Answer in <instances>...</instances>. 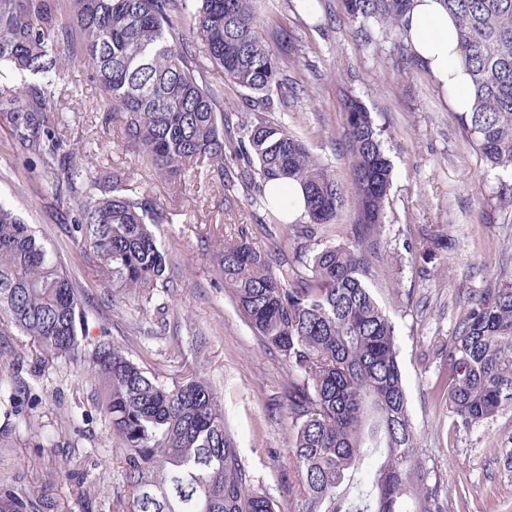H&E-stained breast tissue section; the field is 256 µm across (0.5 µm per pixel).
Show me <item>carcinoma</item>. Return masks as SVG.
I'll use <instances>...</instances> for the list:
<instances>
[{"label":"carcinoma","mask_w":512,"mask_h":512,"mask_svg":"<svg viewBox=\"0 0 512 512\" xmlns=\"http://www.w3.org/2000/svg\"><path fill=\"white\" fill-rule=\"evenodd\" d=\"M0 0V114L21 151L42 166L45 187L74 215L71 237L88 246L112 287L146 299L166 258L153 226L164 221L149 192L129 176L74 164L56 122L63 101L79 94L72 69L85 68L98 90L93 109L119 127L125 145L147 155L175 184L224 183L220 91L203 80L207 65L252 95L255 111L288 104L286 33L271 50L255 0ZM408 0H346L350 14L397 32ZM458 19L473 106L458 114L487 166L512 173V0H443ZM192 28H183L185 18ZM347 135L358 196L353 239L309 259L279 261L246 240L226 241L212 262L254 333L288 362L286 401L292 428L289 512H444L425 482L408 409L395 326L373 296V260L392 167L383 132L358 101ZM236 156L242 182L265 192L275 180L299 182L304 218L283 222L287 235L316 240L339 219L343 190L334 171L282 125H245ZM84 312L78 288L53 248L0 202V328L13 327L43 357L78 360ZM88 362L102 391L97 408L123 448L129 512H281L253 485L224 425L217 391L186 376L167 383L109 341ZM446 403L457 426L474 428L512 411V279L471 307L446 354ZM45 499L0 491V512H50Z\"/></svg>","instance_id":"carcinoma-1"}]
</instances>
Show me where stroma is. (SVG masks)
Here are the masks:
<instances>
[{
	"label": "stroma",
	"mask_w": 512,
	"mask_h": 512,
	"mask_svg": "<svg viewBox=\"0 0 512 512\" xmlns=\"http://www.w3.org/2000/svg\"><path fill=\"white\" fill-rule=\"evenodd\" d=\"M264 38L285 30L297 53L288 77L304 91L287 109L266 113L302 138L345 188L340 223L324 243L352 235L358 198L352 184L346 112L358 100L384 132L392 165L381 237L385 253L371 288L390 315L418 448L447 512H512V464L495 455L512 448V412L470 430L456 427L445 402V355L460 323L484 289L512 277V213L497 195L512 175L485 165L443 93L402 37L377 24L361 29L345 0H316L303 15L290 0H257ZM58 121L79 142L96 129L94 162L129 173L166 215L155 232L168 259L170 285L140 306L119 289L92 249L74 244L71 214L41 185L38 170L20 177L23 154L0 119V200L58 252L85 298L82 337L89 350L108 340L160 378L196 373L217 390L224 422L253 483L287 508L291 420L285 402L290 369L238 311L211 256L241 237L292 256L295 245L269 216L256 188L238 179L239 162L224 164L223 194L176 187L147 156L123 147L121 133L102 128L90 102L66 106ZM29 386L35 403L0 396V486L21 476L30 499L55 500L54 512H127L123 450L97 408L100 382L88 367L37 359L30 339L0 333V389Z\"/></svg>",
	"instance_id": "stroma-1"
}]
</instances>
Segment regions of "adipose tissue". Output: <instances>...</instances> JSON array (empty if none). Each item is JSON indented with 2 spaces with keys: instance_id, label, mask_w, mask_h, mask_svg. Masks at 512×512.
Wrapping results in <instances>:
<instances>
[{
  "instance_id": "ef3b65f1",
  "label": "adipose tissue",
  "mask_w": 512,
  "mask_h": 512,
  "mask_svg": "<svg viewBox=\"0 0 512 512\" xmlns=\"http://www.w3.org/2000/svg\"><path fill=\"white\" fill-rule=\"evenodd\" d=\"M405 41L452 111L471 109L470 79L455 19L442 0H410L402 20Z\"/></svg>"
}]
</instances>
